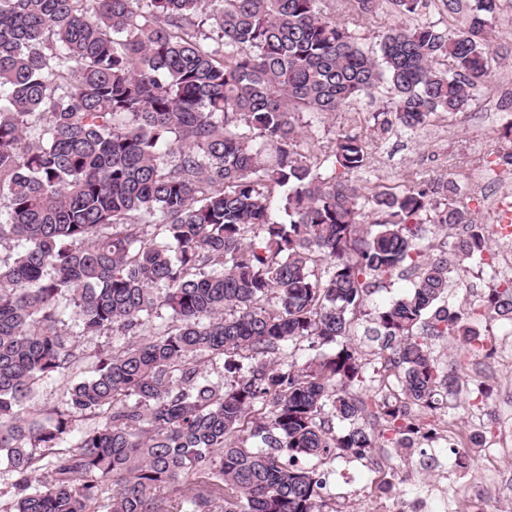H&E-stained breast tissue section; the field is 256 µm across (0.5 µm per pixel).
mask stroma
<instances>
[{
  "mask_svg": "<svg viewBox=\"0 0 512 512\" xmlns=\"http://www.w3.org/2000/svg\"><path fill=\"white\" fill-rule=\"evenodd\" d=\"M492 44L506 52L507 58L494 66L470 118L446 115L414 133L393 130L372 155V177L409 186L419 179L465 174L476 147L488 152L496 148L504 116L512 114V11L497 18ZM372 453L402 464V473L392 481L391 495L396 500L411 501L432 486L461 482L464 473L458 448L448 447L440 453L434 444L423 442L407 449L380 446ZM332 470L327 496L337 512H380L362 461L340 459Z\"/></svg>",
  "mask_w": 512,
  "mask_h": 512,
  "instance_id": "35a3bbf8",
  "label": "stroma"
}]
</instances>
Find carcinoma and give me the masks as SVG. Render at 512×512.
Masks as SVG:
<instances>
[{
	"label": "carcinoma",
	"instance_id": "1",
	"mask_svg": "<svg viewBox=\"0 0 512 512\" xmlns=\"http://www.w3.org/2000/svg\"><path fill=\"white\" fill-rule=\"evenodd\" d=\"M319 2L0 0V512H337L318 465L436 438L423 411L462 385L431 339L512 322L509 286L480 312L441 305L490 252L465 179H349L393 128L476 104L512 0H441L464 29L394 24L370 47L356 28L380 4L426 0ZM363 98L382 108L310 149L296 117ZM427 224L448 231L436 255ZM405 269L412 290L364 328L374 367L353 328ZM111 332L137 340L72 341ZM73 340L86 353H95L99 348L105 346H120L135 340L132 336H112V334H104L101 336H73ZM71 384L69 379L50 380L41 385L27 402L31 410H39L53 406L63 398L66 387Z\"/></svg>",
	"mask_w": 512,
	"mask_h": 512
}]
</instances>
